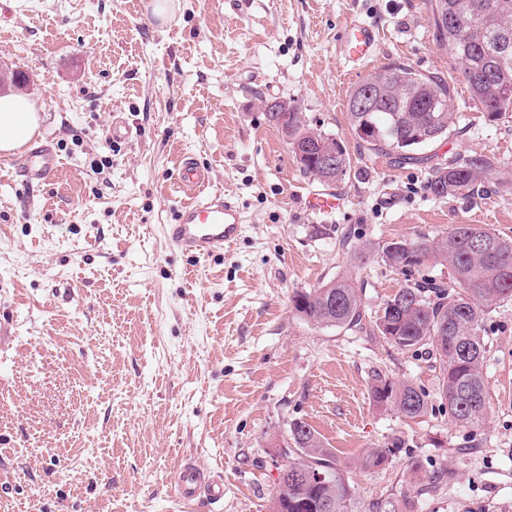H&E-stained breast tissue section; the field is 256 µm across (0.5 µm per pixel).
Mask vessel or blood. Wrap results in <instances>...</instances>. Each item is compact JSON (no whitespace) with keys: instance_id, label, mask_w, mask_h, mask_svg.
Returning <instances> with one entry per match:
<instances>
[{"instance_id":"b4317fda","label":"vessel or blood","mask_w":512,"mask_h":512,"mask_svg":"<svg viewBox=\"0 0 512 512\" xmlns=\"http://www.w3.org/2000/svg\"><path fill=\"white\" fill-rule=\"evenodd\" d=\"M381 37L379 28L364 21H355L345 32L341 51L351 70H358L374 57ZM60 166V157L52 144L35 146L21 156L20 176L29 187L47 182ZM178 181L183 188L195 194L192 202L181 204L177 222L169 228L172 243L181 251L198 257L222 253L241 231L240 210L221 192H205L206 178L192 159L181 160ZM178 497L192 503L199 494L211 501L224 498V480L207 475L204 468L192 459H185L173 476Z\"/></svg>"}]
</instances>
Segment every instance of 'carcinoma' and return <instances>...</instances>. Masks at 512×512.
Here are the masks:
<instances>
[{"label": "carcinoma", "mask_w": 512, "mask_h": 512, "mask_svg": "<svg viewBox=\"0 0 512 512\" xmlns=\"http://www.w3.org/2000/svg\"><path fill=\"white\" fill-rule=\"evenodd\" d=\"M431 15L442 13L458 22L453 41L435 35L458 62L469 94L488 118L512 112V0H429ZM495 68L486 79L487 68ZM384 79L382 94L396 100V109L360 112L358 93ZM452 88L436 75H425L404 62H394L367 76L350 92L347 111L359 147L375 154H396L405 163L423 161L418 150L443 139L455 125L450 110ZM274 121L288 119L282 131L297 147L294 154L303 171L320 181L321 160L336 163V180L349 167L347 150L338 140L311 130L303 113L293 109L270 112ZM495 171L488 157L451 161L432 169L430 191L439 197L468 195L476 183ZM388 266L405 277V285L389 297L375 326L400 350L435 348L440 366V399L459 424H479L486 414L483 363L485 345L478 334L485 308L512 300V237L478 224H456L447 235L385 244L370 248ZM448 268L453 284L421 275L428 267ZM295 310L323 327L362 326V299L358 287L339 277L293 297ZM373 402L390 406L404 418L427 413V394L408 382H396L375 373L369 384ZM294 447L277 494L268 512H354L355 492L336 467L333 449L325 446L308 423L289 424ZM323 475L312 480L308 472Z\"/></svg>", "instance_id": "carcinoma-1"}]
</instances>
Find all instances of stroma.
<instances>
[{"mask_svg": "<svg viewBox=\"0 0 512 512\" xmlns=\"http://www.w3.org/2000/svg\"><path fill=\"white\" fill-rule=\"evenodd\" d=\"M0 0V59L45 114L37 136L61 164L23 187L0 153V512H267L283 463L270 442L301 420L355 492V512H512V302L480 334L487 412L455 423L427 349L401 351L374 324L405 279L365 246L440 237L456 224L512 236V112L488 120L437 41L427 0ZM381 29L375 59L350 72L353 21ZM400 61L453 88L456 123L427 163L366 157L347 101ZM346 147L341 205L309 211L321 184L297 164L267 103ZM133 135L112 141L113 120ZM240 208L224 253L194 257L167 237L187 195L183 156ZM486 156L477 194L440 198L436 164ZM352 277L362 327L320 328L292 298ZM382 373L424 390L420 418L377 407ZM389 449L385 465L358 458ZM194 458L224 478L220 505L176 495ZM448 470L438 487L414 486Z\"/></svg>", "mask_w": 512, "mask_h": 512, "instance_id": "1", "label": "stroma"}]
</instances>
